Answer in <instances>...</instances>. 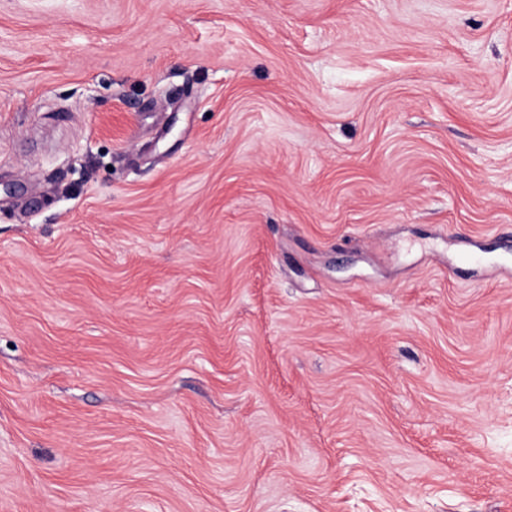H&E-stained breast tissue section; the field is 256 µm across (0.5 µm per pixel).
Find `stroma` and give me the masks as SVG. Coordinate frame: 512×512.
Returning <instances> with one entry per match:
<instances>
[{"mask_svg": "<svg viewBox=\"0 0 512 512\" xmlns=\"http://www.w3.org/2000/svg\"><path fill=\"white\" fill-rule=\"evenodd\" d=\"M0 512H512V0H0Z\"/></svg>", "mask_w": 512, "mask_h": 512, "instance_id": "35a3bbf8", "label": "stroma"}]
</instances>
